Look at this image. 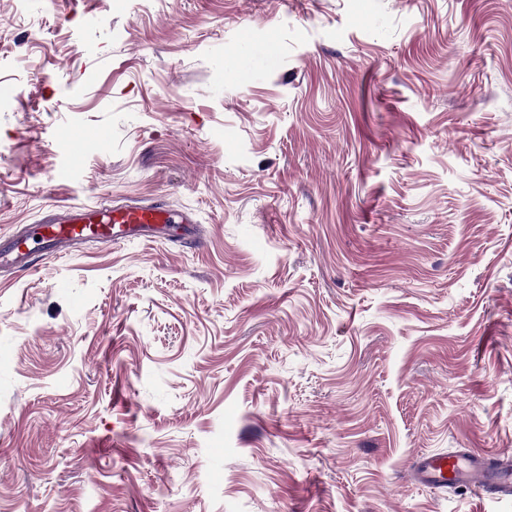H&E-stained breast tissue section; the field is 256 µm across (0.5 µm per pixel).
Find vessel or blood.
Wrapping results in <instances>:
<instances>
[{"label": "vessel or blood", "instance_id": "obj_1", "mask_svg": "<svg viewBox=\"0 0 512 512\" xmlns=\"http://www.w3.org/2000/svg\"><path fill=\"white\" fill-rule=\"evenodd\" d=\"M176 226L187 238H195L196 221L191 214L160 204L60 206L48 223L26 224L16 234L0 239V269L29 272L39 253L61 257L82 242L151 239ZM410 474L435 489L463 488L486 498L512 493V464L484 451L419 455L411 462Z\"/></svg>", "mask_w": 512, "mask_h": 512}]
</instances>
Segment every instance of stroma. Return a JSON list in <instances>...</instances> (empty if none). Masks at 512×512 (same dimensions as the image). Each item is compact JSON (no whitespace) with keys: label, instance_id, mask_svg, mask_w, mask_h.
<instances>
[{"label":"stroma","instance_id":"stroma-1","mask_svg":"<svg viewBox=\"0 0 512 512\" xmlns=\"http://www.w3.org/2000/svg\"><path fill=\"white\" fill-rule=\"evenodd\" d=\"M3 87L0 236L202 240L0 272V512H512L409 476L512 454V0H0ZM175 224L187 238L200 239L190 213H175L160 204L60 206L48 223L24 224L16 234L0 239V269L29 272L35 269L33 261L37 253L62 257L82 242L121 243L161 237ZM36 236L40 239L36 240Z\"/></svg>","mask_w":512,"mask_h":512}]
</instances>
